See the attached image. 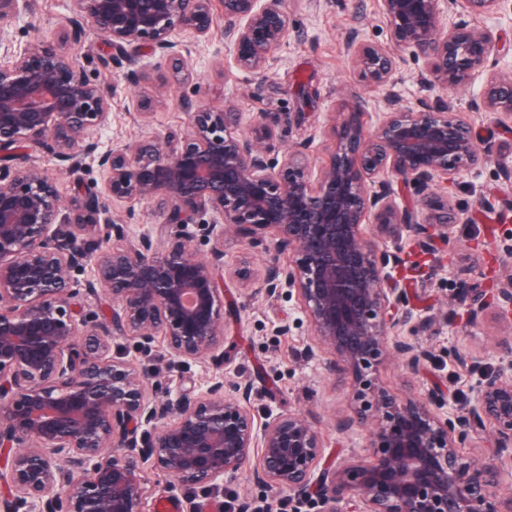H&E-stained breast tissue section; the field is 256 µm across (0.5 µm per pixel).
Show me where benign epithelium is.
Here are the masks:
<instances>
[{
  "label": "benign epithelium",
  "instance_id": "1",
  "mask_svg": "<svg viewBox=\"0 0 512 512\" xmlns=\"http://www.w3.org/2000/svg\"><path fill=\"white\" fill-rule=\"evenodd\" d=\"M63 35L21 45L0 42V512H143L145 475L162 471L174 485L216 487L243 468L257 484L306 499L320 512H344L356 497L360 512H512L501 489L512 466V380L489 375L460 414L440 413L443 396L394 397L374 382L385 362L415 370L426 354L406 339L389 340L412 315L387 268L398 252L381 251L362 226L371 222L423 249L451 240L467 211L448 189L461 176L498 162L494 145H479L474 127L449 100L409 103L393 90L399 57L348 34L347 52L369 85L385 91L384 112L372 130L359 120V92L338 110L328 167L309 170L307 145L281 156L266 142L272 128L254 123L235 133L241 113L200 102L188 107L183 139L141 138L98 151L95 135L108 125L111 98L80 70L75 50L92 27L111 53L104 65L127 66L126 80L143 78L135 52L147 47L172 77L186 76L190 47L215 34L248 71L268 68L272 51L290 34L285 0H74ZM443 0H380L394 45L422 56L426 83L454 92L468 87L494 54L500 37L463 19ZM508 0H461L473 15L498 13ZM181 31L190 44L172 39ZM476 112L512 130V70L487 84ZM26 144L72 172L94 155L103 179L81 205L62 204L58 182L18 157ZM416 199L397 203L393 184ZM154 202L166 216L163 241L145 234L123 248L105 246L119 225L105 201ZM218 216L241 238L257 242L268 229L292 264L260 275L244 265L242 282L258 280L267 296L288 286L298 293L314 335L311 348L333 358L326 370L358 385L351 410L336 429L370 427L369 457L360 465H320L319 430L299 412L258 425L252 387L224 393L215 383L177 393L158 375L116 353L134 338L148 348L159 338L182 361L214 357L224 347V254L201 258L172 228ZM91 263L85 291L112 298L109 317L76 309L74 273ZM455 302L470 321L488 307L486 291L462 281ZM487 432L494 463L460 453Z\"/></svg>",
  "mask_w": 512,
  "mask_h": 512
}]
</instances>
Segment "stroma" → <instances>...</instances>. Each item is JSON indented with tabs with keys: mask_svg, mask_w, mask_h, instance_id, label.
<instances>
[{
	"mask_svg": "<svg viewBox=\"0 0 512 512\" xmlns=\"http://www.w3.org/2000/svg\"><path fill=\"white\" fill-rule=\"evenodd\" d=\"M26 2V13L0 25V39L23 44L54 37L68 28L73 16L71 0ZM286 8L294 32L274 51L271 66L262 72L238 68L232 50L217 37L206 46L193 49L184 80L169 78L157 56L141 51L138 65L144 78L133 87L125 78L124 67H104L107 47L94 37H87L78 50L80 64L91 80L112 95L111 125L97 137L100 149L130 139L153 136L162 140L185 132L186 102L206 101L218 106L230 104L242 112L238 134H248L255 121L265 120L274 128L272 151L305 142L309 145L311 171L324 167L333 151L328 130L350 91L365 93L368 99L361 115L366 129L378 124L383 111L381 92L370 89L346 55L347 34L355 29L362 39L386 46L390 43L389 31L379 0H286ZM398 56L400 68L394 83L404 101L442 97V89L426 91L417 81L427 67L424 59L403 50ZM145 101L152 112L146 123L138 118ZM26 153L58 179L64 202H71L78 186H91L102 180L93 159H86L73 178L60 172L55 160L38 149L30 147ZM507 192L498 165L493 163L464 175L451 202L472 209L479 197L493 200ZM110 212L124 229L123 237L112 238L115 246L145 233L155 234L165 222L163 212L149 201L116 202ZM204 220L210 225L208 231L191 224L185 226L184 232L192 237L199 256H210L213 247H220L228 274L244 262L260 273L272 265L288 266L292 260L291 253L277 248L273 233L250 244L225 231L217 216L208 214ZM362 231L379 248L399 251L402 262L390 275L411 293L412 323L419 328L415 342L429 353L415 371L397 362L381 368V387L398 397L423 396L433 388H441L446 394L443 411L452 416L458 414L486 375L512 377V357L503 350L504 344L512 341V323L501 318L493 307L476 322H467L454 303L464 269L480 272L502 256L506 247H512V210L486 213L476 223L455 225L452 232L461 247L454 252L439 242L432 253L424 255L411 236L397 240L381 234L373 224L363 225ZM224 334L225 344L232 347L233 354L229 362L220 366L208 358L178 361L159 342L147 353L136 341L124 339L120 349L131 364L154 365L163 385L172 390L186 379L193 380L202 391L217 382L229 389L250 381L257 419L272 413H304L319 429L328 460L355 463L365 457L368 429L342 433L336 428V417L348 410L353 388L337 385L327 373L328 351L307 354L312 329L297 292L284 288L278 297L269 299L243 289L228 277L224 281ZM243 497L257 502L272 500L274 512H318L316 500L270 492L254 483L245 471L224 479L216 488L175 486L162 472L150 471L143 508L145 512H158L159 504L167 502L173 505L174 512H188L190 502L211 505L219 501L222 512H234L237 499Z\"/></svg>",
	"mask_w": 512,
	"mask_h": 512,
	"instance_id": "35a3bbf8",
	"label": "stroma"
}]
</instances>
